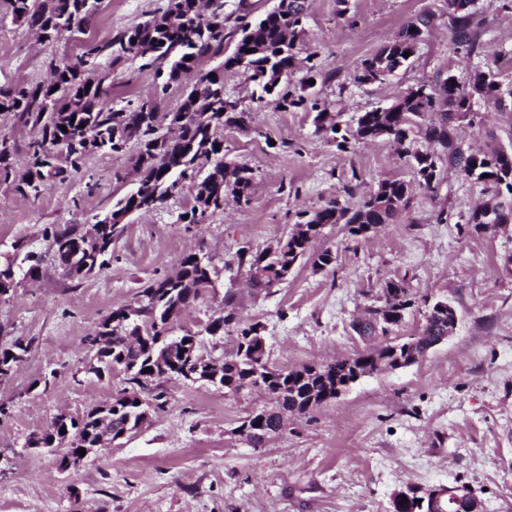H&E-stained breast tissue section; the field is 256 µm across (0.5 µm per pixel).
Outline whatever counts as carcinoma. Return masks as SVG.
I'll use <instances>...</instances> for the list:
<instances>
[{"label":"carcinoma","instance_id":"cac0c4a2","mask_svg":"<svg viewBox=\"0 0 512 512\" xmlns=\"http://www.w3.org/2000/svg\"><path fill=\"white\" fill-rule=\"evenodd\" d=\"M97 0H11L15 20L25 23L43 35V40L56 42L65 34L87 28L93 21ZM198 0H167L166 10L124 30L115 40L104 46H88L81 57L63 56L49 64L52 78L47 83H32L0 88V112H11L18 122L36 130V136L27 144L28 167L20 177H11V156L15 150L12 136L0 131V183L26 199H38L50 182L63 181L96 150L90 145L98 142L102 151L120 153L129 144L137 146L136 167L139 181L134 191L119 198L113 212L132 207L155 210L168 200L183 180L194 183L191 208L184 212L189 224H200L206 216L223 209L224 197L233 196L250 201L252 170L244 165L224 161V137L217 131L226 127L244 129L251 122V112L224 97V73L194 72L197 60L205 55H216L224 49V0H208V18H202ZM464 5L448 10L450 42L467 48L472 53L478 47L477 27L473 25L474 0H463ZM304 6L300 0H281V10L267 14L253 26L244 25L235 51L225 59L224 67H241L251 72L258 83L261 101L270 95V89L279 86L281 78L296 62V42L302 32ZM435 15H418L394 38L383 44L372 56L364 59L354 74L357 84L385 81L390 69L404 64L403 53L414 54L421 34L429 30ZM116 48L112 63L123 57L141 58L151 66L167 64L162 90L172 84L185 85V96L175 111L180 116L172 138L157 134V126L168 114L159 110L156 99L141 98L134 105L116 109L109 103L104 77L88 68V57L106 49ZM499 73L478 70L471 77L473 88L485 90V103L494 109H503L499 97ZM471 111L466 86L454 81L453 76L433 85L421 84L405 91L388 108L362 113L355 136L363 140L385 137L399 146L400 153L414 161L420 187L434 189L437 160L445 156L454 162L460 173L484 184L500 197L512 196V162L504 164L496 145L491 152L464 154L455 146L448 129V121L455 114ZM203 160L209 169L200 177L197 162ZM411 197L409 182L385 179L353 210L331 201L316 211L313 217L288 236L287 248L278 252H250L238 254L239 264L249 265L252 286L271 288L288 276V270L302 258L326 224H344L354 237H365L375 227L388 224L405 209ZM505 220L512 221V206L490 201L473 210L467 223L490 228ZM124 225L93 224L86 232L75 227L62 228L51 224L44 228L43 238L49 242L54 261L69 273L63 249L75 240H90V247L101 245V256L94 273L112 254V246L120 239ZM211 262L196 253L184 255L178 270L172 276L158 278L139 292L134 304L112 310L99 324L94 335L85 338L92 346L100 337H107L97 346L99 372L118 373L125 387L112 397V431L120 433L137 428L140 405L155 403L163 409L166 400L164 384L172 380L204 377L206 369L221 372L219 386L230 393L260 386L276 402L297 408L305 414L309 405L318 406L336 398V380L352 373V367L371 369L378 359L395 360L405 357L402 346L385 344L361 353L351 359L334 360L315 372L308 364L280 370L272 366L269 356H252V348L261 344L263 327L258 322L244 323L235 317L234 296H224L226 311L209 319L204 330L213 338L224 337V330L237 325L236 351L216 361L190 357L197 351L198 336L187 331L172 335L174 325L183 313L200 298L211 283ZM387 292L384 309H368L355 319L353 329L370 336L376 328L383 330L402 322L404 312L411 307V298L405 288L394 281L385 283ZM448 333V316L431 311L426 316L422 331L412 346L418 357L427 348ZM31 350V342L19 338L0 344V365L20 366ZM149 372H144V369ZM252 431V446H263L268 439L282 432L273 415L248 413L245 417ZM261 425H256V422ZM66 433H61V430ZM88 425L83 416L60 413L54 418L53 429L32 434L26 441L28 448H59L66 435H78L81 441L93 445L85 437Z\"/></svg>","mask_w":512,"mask_h":512}]
</instances>
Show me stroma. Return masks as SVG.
I'll return each instance as SVG.
<instances>
[{"mask_svg":"<svg viewBox=\"0 0 512 512\" xmlns=\"http://www.w3.org/2000/svg\"><path fill=\"white\" fill-rule=\"evenodd\" d=\"M166 4L104 0L86 33L48 44L14 20L9 0H0V86L46 80L51 59L106 44ZM274 4L224 0V51L196 65L202 73L223 69L225 94L252 114L249 129L224 131L225 161L253 171L249 203L228 202L203 223L187 224L180 216L190 209L193 191L183 183L162 208L130 217L98 273L78 281L48 263L38 279L0 297V343L18 336L33 341L27 360L0 382V403L8 407L0 415V512H390L394 493L409 485H466L485 512H512V223L467 224L487 193L448 161H440L437 184L427 192L415 187L410 163L390 140L352 136L361 113L450 75L465 82L492 64L502 90L512 89V10L504 0H475L482 49L471 54L448 39L445 0H306L296 63L280 86L307 103L286 108L274 97L254 100L248 73L223 67L238 38L237 16L254 20ZM425 11L435 13V25L413 57L384 82L354 83L361 61ZM94 63L111 82L119 108L157 94L162 84L155 68L138 59L116 64L105 52ZM314 102L338 123V133L317 130ZM473 106V119L453 124L461 149L512 146V99L494 110L477 96ZM136 154L131 146L89 156L36 201L0 184V263L20 238L44 249V225L93 224L135 187ZM392 178L414 185L408 207L393 222L366 238L350 236L341 224L325 225L310 257L285 281L267 290L252 287L248 266L238 262L240 248L269 249L328 202L357 205ZM443 210L445 222L437 219ZM325 250L333 253V265L314 267L313 255ZM191 251L209 258L215 273L174 333L199 334L207 356L235 350L233 329L218 341L202 332L228 292L239 319L262 325L270 363L281 370L406 341L421 331L439 298L455 308L458 324L418 363L361 378L289 420L287 430L262 447L234 430L268 397L173 380L164 411L120 448L58 472L54 456L26 447L27 437L59 411L83 413L122 386L118 374L102 380L85 374L84 337L112 309L134 303L148 282L173 274ZM389 281L412 300L402 322L372 336L354 332L351 322L382 305ZM52 371L56 385L37 387Z\"/></svg>","mask_w":512,"mask_h":512,"instance_id":"stroma-1","label":"stroma"}]
</instances>
